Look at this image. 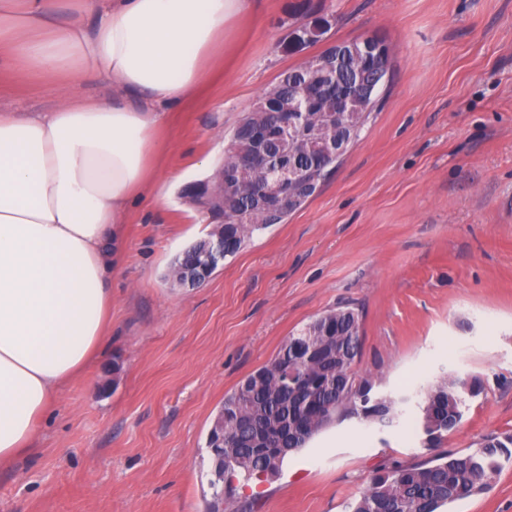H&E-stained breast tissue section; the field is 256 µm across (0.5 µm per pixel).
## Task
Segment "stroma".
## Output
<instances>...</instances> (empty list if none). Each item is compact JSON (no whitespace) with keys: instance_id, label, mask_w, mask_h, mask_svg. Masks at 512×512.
Masks as SVG:
<instances>
[{"instance_id":"obj_1","label":"stroma","mask_w":512,"mask_h":512,"mask_svg":"<svg viewBox=\"0 0 512 512\" xmlns=\"http://www.w3.org/2000/svg\"><path fill=\"white\" fill-rule=\"evenodd\" d=\"M325 17V45L361 36L391 51L386 90L361 137L284 223L255 234L202 285L175 257L210 224L185 191L222 164L229 135L303 54L282 41L297 5ZM57 84L0 72V111L47 112ZM162 201L131 207L112 274V336L70 383L33 448L0 468V512H205L206 448L224 398L324 312L362 316L354 368L380 391L476 377L442 450L512 434V0H258L224 39V65L172 114ZM416 402L390 427L323 428L224 512H345L371 477L431 458ZM450 512H512V458Z\"/></svg>"}]
</instances>
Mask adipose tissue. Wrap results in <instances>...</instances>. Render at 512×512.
<instances>
[{
    "instance_id": "obj_1",
    "label": "adipose tissue",
    "mask_w": 512,
    "mask_h": 512,
    "mask_svg": "<svg viewBox=\"0 0 512 512\" xmlns=\"http://www.w3.org/2000/svg\"><path fill=\"white\" fill-rule=\"evenodd\" d=\"M253 0H0V69L58 77L48 112L0 113V465L30 448L110 336L134 201L161 198L172 110ZM76 83L111 86L80 100Z\"/></svg>"
}]
</instances>
